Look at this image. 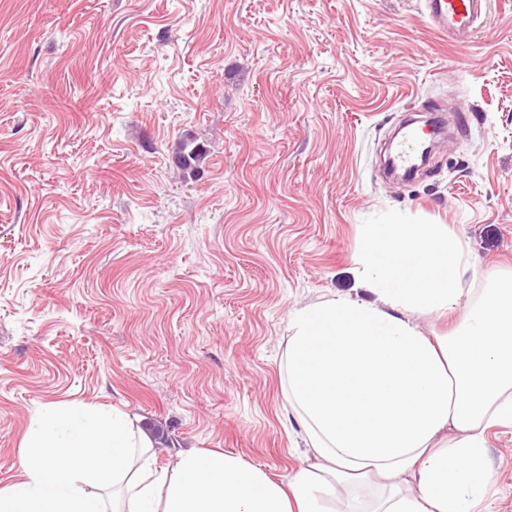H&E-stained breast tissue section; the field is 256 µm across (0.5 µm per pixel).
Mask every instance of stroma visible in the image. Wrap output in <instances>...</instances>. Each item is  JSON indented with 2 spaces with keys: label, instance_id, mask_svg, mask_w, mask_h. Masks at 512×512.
<instances>
[{
  "label": "stroma",
  "instance_id": "obj_1",
  "mask_svg": "<svg viewBox=\"0 0 512 512\" xmlns=\"http://www.w3.org/2000/svg\"><path fill=\"white\" fill-rule=\"evenodd\" d=\"M458 111L408 180L394 131ZM207 149L177 169L186 135ZM443 224L512 273V0L465 47L419 0H0V489L34 412L105 405L287 483L291 314L375 301L372 224ZM512 512V428L489 436Z\"/></svg>",
  "mask_w": 512,
  "mask_h": 512
}]
</instances>
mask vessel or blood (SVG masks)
<instances>
[{
  "mask_svg": "<svg viewBox=\"0 0 512 512\" xmlns=\"http://www.w3.org/2000/svg\"><path fill=\"white\" fill-rule=\"evenodd\" d=\"M489 8L488 0H423V13L431 26L447 36L454 46L469 44L482 17ZM427 139L425 130L410 128L402 134L392 157L396 167L410 170L416 165Z\"/></svg>",
  "mask_w": 512,
  "mask_h": 512,
  "instance_id": "b4317fda",
  "label": "vessel or blood"
}]
</instances>
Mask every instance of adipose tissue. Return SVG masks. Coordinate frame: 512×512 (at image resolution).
<instances>
[{"label":"adipose tissue","mask_w":512,"mask_h":512,"mask_svg":"<svg viewBox=\"0 0 512 512\" xmlns=\"http://www.w3.org/2000/svg\"><path fill=\"white\" fill-rule=\"evenodd\" d=\"M357 264L379 304L335 297L292 314L285 400L310 463L288 484L218 452H177L160 472L138 417L48 407L0 512H321L339 488L376 492L371 512H493L488 432L512 427V277L463 287L471 265L440 224L371 225ZM421 310L462 317L428 336Z\"/></svg>","instance_id":"adipose-tissue-1"}]
</instances>
